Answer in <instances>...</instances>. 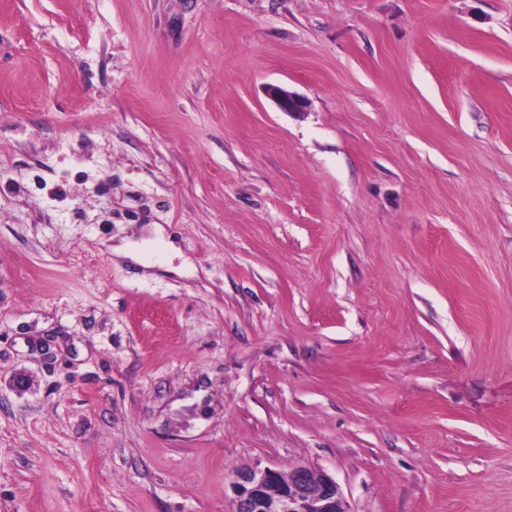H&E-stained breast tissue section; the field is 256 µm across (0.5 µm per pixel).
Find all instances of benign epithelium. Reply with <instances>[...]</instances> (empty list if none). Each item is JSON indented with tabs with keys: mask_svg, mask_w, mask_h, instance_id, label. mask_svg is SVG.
Listing matches in <instances>:
<instances>
[{
	"mask_svg": "<svg viewBox=\"0 0 512 512\" xmlns=\"http://www.w3.org/2000/svg\"><path fill=\"white\" fill-rule=\"evenodd\" d=\"M268 94L287 113L307 110L305 98L281 86ZM235 512H347L339 485L327 473L306 465L287 472L272 468H243L233 474Z\"/></svg>",
	"mask_w": 512,
	"mask_h": 512,
	"instance_id": "1",
	"label": "benign epithelium"
}]
</instances>
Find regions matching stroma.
I'll use <instances>...</instances> for the list:
<instances>
[{
	"label": "stroma",
	"mask_w": 512,
	"mask_h": 512,
	"mask_svg": "<svg viewBox=\"0 0 512 512\" xmlns=\"http://www.w3.org/2000/svg\"><path fill=\"white\" fill-rule=\"evenodd\" d=\"M300 464L512 512V0H0V512ZM268 94L278 109L282 112L301 113L306 112L307 110V101L305 98L292 93L281 86H270Z\"/></svg>",
	"instance_id": "35a3bbf8"
}]
</instances>
